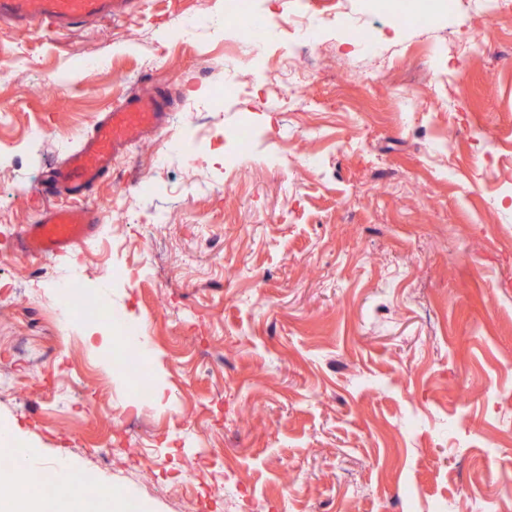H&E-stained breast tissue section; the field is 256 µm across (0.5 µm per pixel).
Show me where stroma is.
Returning <instances> with one entry per match:
<instances>
[{
	"label": "stroma",
	"instance_id": "1",
	"mask_svg": "<svg viewBox=\"0 0 512 512\" xmlns=\"http://www.w3.org/2000/svg\"><path fill=\"white\" fill-rule=\"evenodd\" d=\"M250 7L269 30L240 56L224 0L0 28V429L96 489L89 512L105 487L138 512H512V11L461 0L422 29L363 0ZM302 11L315 60L291 70ZM348 23L373 52L339 43ZM142 92L165 125L87 198L122 211L28 278L14 235L52 204L36 183ZM236 128L228 172L207 132ZM177 136L195 163L135 191ZM72 297L140 336L151 405Z\"/></svg>",
	"mask_w": 512,
	"mask_h": 512
}]
</instances>
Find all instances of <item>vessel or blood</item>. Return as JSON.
Returning a JSON list of instances; mask_svg holds the SVG:
<instances>
[{
  "label": "vessel or blood",
  "instance_id": "vessel-or-blood-1",
  "mask_svg": "<svg viewBox=\"0 0 512 512\" xmlns=\"http://www.w3.org/2000/svg\"><path fill=\"white\" fill-rule=\"evenodd\" d=\"M136 0H0V22L18 23L48 34L128 13ZM166 102L160 96H129L118 108L104 113L90 138L82 140L38 193L86 196L111 170L113 161L126 152L134 135L159 128ZM101 222L91 204L48 208L38 223L20 234L23 248L47 258L61 255L89 239Z\"/></svg>",
  "mask_w": 512,
  "mask_h": 512
}]
</instances>
